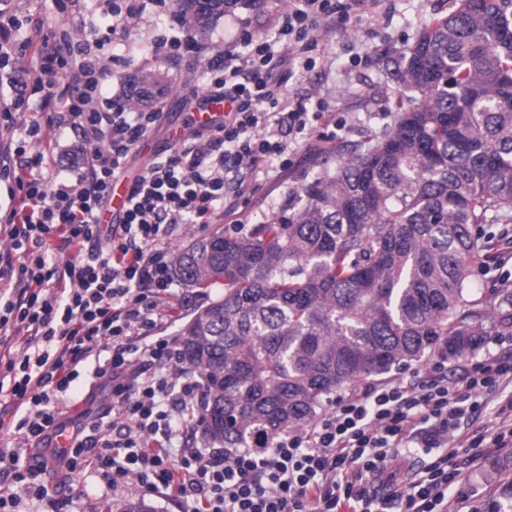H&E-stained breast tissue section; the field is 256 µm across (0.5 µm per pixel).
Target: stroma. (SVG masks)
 Wrapping results in <instances>:
<instances>
[{
	"label": "stroma",
	"instance_id": "1",
	"mask_svg": "<svg viewBox=\"0 0 512 512\" xmlns=\"http://www.w3.org/2000/svg\"><path fill=\"white\" fill-rule=\"evenodd\" d=\"M452 0H380L372 10L359 19L347 23L342 32L319 41L314 53L316 64L304 77L290 81L288 87L296 95H313L327 100L332 110L319 125V132L331 136V145L323 152L310 156L297 153L289 164L274 168L268 176L247 180L244 193L235 205L234 214L217 217L214 224L185 226L173 248L187 247L194 241L208 237L214 229L232 235H244L256 224L265 223L279 212L297 191L317 173L334 169L338 152L365 140L368 134L381 132L393 122L387 101L395 94L391 82L379 62L384 53H396L412 42L424 20L435 12H447ZM10 12L18 26L6 29L8 43L35 38L37 21L50 25L63 24L78 35L93 32L99 19L93 16L90 4L70 11L60 18L53 13L52 0H9ZM277 13L276 6L256 12L241 8L221 18L207 35L199 37L198 47L181 59H169L153 50L158 29L169 27V16H161L138 24L133 34L134 51H126L122 41L109 46V53L127 54L126 67L111 74L108 87L120 92L127 79L144 70L164 72L168 81L167 93L160 97L157 108L163 111V121L149 135L151 141L163 143L171 125L184 123L192 111L196 93L202 82V72L209 58L223 51L241 19L251 21L253 28L267 27ZM22 119L43 125L41 139L32 141L31 149L43 152L50 172L63 177H74L64 156L65 151L77 149L71 132L48 126L44 112L23 113ZM210 299L209 292L173 283L168 294L162 295L155 319L160 336L178 335L183 324L198 308ZM512 459L511 448H493L485 452L475 467L466 469L459 490L449 491L448 510L458 512L462 495H469L471 505L483 512L485 505L512 492V466L506 474L489 470L491 460ZM138 485H129L112 491L103 487L95 477L82 478L61 469L49 483V493L56 512H123V505L132 496L140 494Z\"/></svg>",
	"mask_w": 512,
	"mask_h": 512
}]
</instances>
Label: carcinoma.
Returning a JSON list of instances; mask_svg holds the SVG:
<instances>
[{"label": "carcinoma", "mask_w": 512, "mask_h": 512, "mask_svg": "<svg viewBox=\"0 0 512 512\" xmlns=\"http://www.w3.org/2000/svg\"><path fill=\"white\" fill-rule=\"evenodd\" d=\"M255 1L176 0V13L204 32ZM453 2L384 59L404 88L391 130L248 234L174 250L185 285L222 289L179 331L207 442L265 448L339 389L512 334V289L476 297L469 281L493 258L484 227L512 224V0ZM163 91L142 72L126 97L138 108Z\"/></svg>", "instance_id": "cac0c4a2"}]
</instances>
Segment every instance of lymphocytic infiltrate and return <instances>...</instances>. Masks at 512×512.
<instances>
[{"mask_svg":"<svg viewBox=\"0 0 512 512\" xmlns=\"http://www.w3.org/2000/svg\"><path fill=\"white\" fill-rule=\"evenodd\" d=\"M367 0H284L274 25L257 30L241 22L235 37L206 66L203 96L224 97L223 123L194 128L169 144L136 176L118 223L101 227L112 183L160 112L130 110L125 96H103L102 55L112 36L132 34L144 16L172 11L170 0H95L105 21L93 38L60 31L38 48L36 76L10 109L30 102L50 113L51 124L70 130L87 147L77 180L44 175L45 157L27 149L42 128H20L15 164L0 165L18 196L0 216V229L24 261L14 267L0 255V279L16 275L13 291H0V330H21L19 356L0 371V397L9 398L8 429L30 451L22 463L0 448V512H18L22 501H43L42 475L64 466L71 474L93 470L117 489L138 481L146 491L178 500L183 512H448V491L459 481V460L477 463L484 447H512V396L496 411L491 436L449 442L480 394L512 379V360L485 356L457 382L436 361L417 383L400 379L364 386L337 398L316 423L275 438L264 449L225 455L216 448L173 446L179 415L194 416L199 382L180 384L134 371L137 359L179 365L172 336L146 341L155 300L172 285L170 243L180 225L213 223L243 192L246 178L269 174L288 153L287 139L303 135L304 149L322 142L315 123L322 100L286 96L295 72L309 68L319 21L357 16ZM90 247L86 262L53 263L48 240ZM111 386L112 405L85 414L72 429L58 423L60 405L82 377ZM178 404L171 414L170 404ZM124 420L112 431L111 412ZM70 445L48 450L50 437ZM99 447L86 461L87 442ZM432 451L418 480L387 499L370 490V477L390 468L409 445Z\"/></svg>","mask_w":512,"mask_h":512,"instance_id":"lymphocytic-infiltrate-1","label":"lymphocytic infiltrate"}]
</instances>
